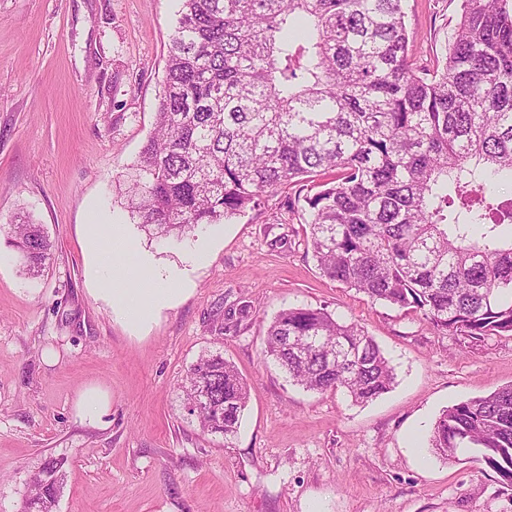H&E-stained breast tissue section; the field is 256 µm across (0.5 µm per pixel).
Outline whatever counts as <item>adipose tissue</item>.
Returning a JSON list of instances; mask_svg holds the SVG:
<instances>
[{
	"label": "adipose tissue",
	"mask_w": 512,
	"mask_h": 512,
	"mask_svg": "<svg viewBox=\"0 0 512 512\" xmlns=\"http://www.w3.org/2000/svg\"><path fill=\"white\" fill-rule=\"evenodd\" d=\"M89 247L106 272L101 293L110 300L116 318L140 324L146 322L154 310L170 303L173 291L164 276H156V285L152 288H131L116 279V270L127 261V245L120 225H93Z\"/></svg>",
	"instance_id": "obj_1"
}]
</instances>
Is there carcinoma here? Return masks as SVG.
Masks as SVG:
<instances>
[{
    "label": "carcinoma",
    "mask_w": 512,
    "mask_h": 512,
    "mask_svg": "<svg viewBox=\"0 0 512 512\" xmlns=\"http://www.w3.org/2000/svg\"><path fill=\"white\" fill-rule=\"evenodd\" d=\"M156 122L130 180L131 219L182 241L320 173L303 196L308 239L327 278L373 301L415 308L474 343L512 334V0H462L442 67L409 56L405 0H181ZM29 274L52 242L10 225ZM263 355L309 391L366 403L395 368L373 337L322 309L271 321ZM189 415L228 438L248 399L220 354L184 386ZM429 446L467 448L512 487V385L444 410ZM61 461L33 479L28 512H54Z\"/></svg>",
    "instance_id": "1"
}]
</instances>
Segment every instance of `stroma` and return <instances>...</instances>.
I'll return each instance as SVG.
<instances>
[{"label":"stroma","mask_w":512,"mask_h":512,"mask_svg":"<svg viewBox=\"0 0 512 512\" xmlns=\"http://www.w3.org/2000/svg\"><path fill=\"white\" fill-rule=\"evenodd\" d=\"M180 0H0V512H24L48 459L63 462L55 512H512V487L472 452L427 446L442 410L512 385V336L472 344L421 315L324 277L293 202L316 176L264 196L220 236L151 240L127 177L156 121ZM461 0H406L409 53L432 70ZM31 216L54 247L26 275L7 225ZM92 224H120L177 294L146 326L96 292ZM209 254L190 262L192 249ZM249 318L225 329L229 310ZM322 309L364 327L393 387L353 403L294 384L262 354L273 317ZM235 364L249 401L231 438L187 415L199 356ZM89 389L99 418L79 414Z\"/></svg>","instance_id":"1"}]
</instances>
